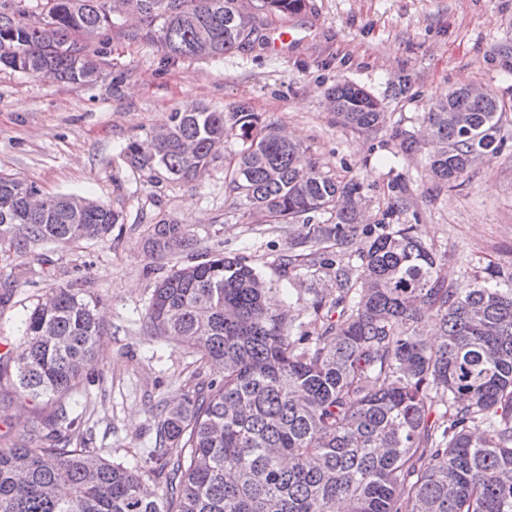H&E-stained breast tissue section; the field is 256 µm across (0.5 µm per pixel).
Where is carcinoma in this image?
Listing matches in <instances>:
<instances>
[{"mask_svg":"<svg viewBox=\"0 0 512 512\" xmlns=\"http://www.w3.org/2000/svg\"><path fill=\"white\" fill-rule=\"evenodd\" d=\"M0 0V66L86 83L112 35L156 45L164 61L219 57L262 41L252 9L295 14L306 0ZM341 122L376 133L381 103L349 82L328 91ZM506 107L461 87L426 113L427 167L448 184L502 146ZM235 138L224 163L233 204L254 224H292L325 212L311 261L336 297L312 289L309 328L293 334L291 310L274 305L257 269L213 253L174 269L154 289L150 334L176 339L222 373L157 412L148 456L162 480L149 492L137 470L73 442L67 412L46 446L0 448V512H512V271L488 267L468 283L448 279V253L423 241L394 210L365 223L362 185L323 170L308 148L241 103L222 112H174L170 124L132 138L133 170L200 180ZM32 182L0 174V240L18 253L48 241L101 240L120 213L94 199L26 198ZM331 244L333 257L320 245ZM183 224L151 225L149 251H192ZM97 296L53 289L26 316L14 367L33 400L73 391L106 324Z\"/></svg>","mask_w":512,"mask_h":512,"instance_id":"cac0c4a2","label":"carcinoma"}]
</instances>
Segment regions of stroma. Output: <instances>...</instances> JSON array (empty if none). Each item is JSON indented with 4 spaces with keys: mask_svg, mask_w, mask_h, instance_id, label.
I'll list each match as a JSON object with an SVG mask.
<instances>
[{
    "mask_svg": "<svg viewBox=\"0 0 512 512\" xmlns=\"http://www.w3.org/2000/svg\"><path fill=\"white\" fill-rule=\"evenodd\" d=\"M282 25L294 34L282 51L260 44L169 66L156 46L116 38L90 84L0 70V171L49 195L92 197L122 215L104 240L37 243L21 254L0 247V277L17 285L0 309V346L8 354L20 350L28 310L52 288L91 289L107 320L87 379L65 398L22 397L14 373L0 374V447L47 434L63 408L76 420L73 436L91 434L101 457L141 471L146 485L160 490L145 466L156 414L214 372L175 340L148 335L143 316L156 283L206 253L239 255L299 324L310 318V288L331 287L324 272L302 266L287 275L280 265L291 242L325 214L308 224L250 223L227 199L223 157L195 185L128 167V140L146 138L173 112L248 102L284 125L333 176L358 180L369 220L395 209L394 223L416 225L447 252L449 278L467 282L475 265L512 269V0H308L304 11L270 19L262 32ZM340 81L380 100L384 128L365 134L338 121L327 90ZM468 85L489 88L505 104L504 144L454 186L440 187L419 142L423 117L447 92ZM406 138L418 140L415 151H403ZM159 220L188 225L194 252H148L149 226Z\"/></svg>",
    "mask_w": 512,
    "mask_h": 512,
    "instance_id": "35a3bbf8",
    "label": "stroma"
}]
</instances>
